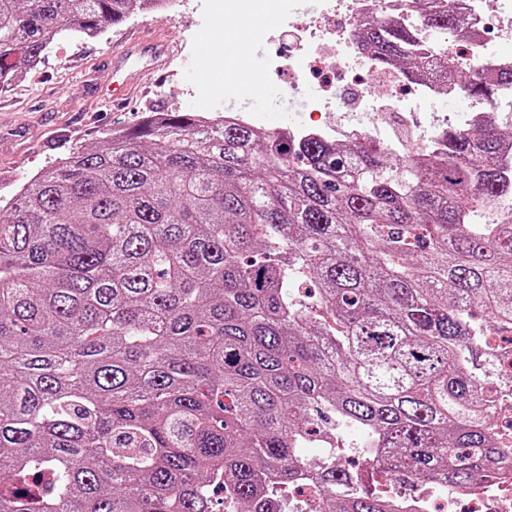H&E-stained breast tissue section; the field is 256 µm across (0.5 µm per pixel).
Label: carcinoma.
Wrapping results in <instances>:
<instances>
[{
    "label": "carcinoma",
    "mask_w": 512,
    "mask_h": 512,
    "mask_svg": "<svg viewBox=\"0 0 512 512\" xmlns=\"http://www.w3.org/2000/svg\"><path fill=\"white\" fill-rule=\"evenodd\" d=\"M156 0H0V87L61 30L101 34ZM426 26H465L441 0ZM383 63L490 90L383 21ZM494 121L418 159L190 112L145 116L0 205V512H292L314 428L364 431L401 484L495 475L512 337V168ZM321 290L300 301L296 271ZM316 512H397L312 474Z\"/></svg>",
    "instance_id": "carcinoma-1"
}]
</instances>
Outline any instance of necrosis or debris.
Returning a JSON list of instances; mask_svg holds the SVG:
<instances>
[{"label": "necrosis or debris", "instance_id": "1", "mask_svg": "<svg viewBox=\"0 0 512 512\" xmlns=\"http://www.w3.org/2000/svg\"><path fill=\"white\" fill-rule=\"evenodd\" d=\"M482 3L483 0H457L466 26L462 36L464 49L456 55L455 64L461 69L481 64L485 81L496 88L494 99L471 101L465 111L434 112L428 116L405 107V133L398 137L387 133L379 100L360 94L349 101L330 90L320 95L302 93L309 75L298 71L295 62L307 52L310 43L325 41L329 48L314 56V67L359 68L373 73L381 83L404 84V72L392 66L378 68L374 59L360 49L355 33L378 21L393 19L405 24L415 46L432 58L439 54L442 43L426 28L422 13L410 8L409 0H283L281 8L287 11L293 25L273 31L279 49L268 56L267 65L270 72L287 73L288 105L302 116L301 121L289 125V135L301 141L318 137L332 144L381 142L397 155L415 157L436 143L448 126L466 127L485 116L511 124L512 89L498 86L497 76L501 67L512 62V57L490 45ZM216 101V111L201 115L203 126H215L226 120L259 130L270 126L267 116L249 108L245 98L220 95ZM396 502L408 507L409 512H512V478L505 476L494 482L479 478L466 488L443 490L435 496L418 488L409 496H397Z\"/></svg>", "mask_w": 512, "mask_h": 512}]
</instances>
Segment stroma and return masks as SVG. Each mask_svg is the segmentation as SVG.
I'll return each mask as SVG.
<instances>
[{"mask_svg":"<svg viewBox=\"0 0 512 512\" xmlns=\"http://www.w3.org/2000/svg\"><path fill=\"white\" fill-rule=\"evenodd\" d=\"M187 2L185 14L176 20L143 13L124 24L105 27L97 38L63 41L27 77L0 92V201L12 197V184H25L73 151L99 147L107 133L132 126L147 113L201 114L214 109V99L200 95L187 72L188 65L201 61L197 34L204 30L210 34L212 48L218 49L224 45L225 26L236 28L242 70L255 64L264 71L265 94L251 99L250 107L265 113L273 128L292 122L285 100L288 77L266 69L272 44L257 46L253 23L235 15L215 17L204 0ZM145 25L171 40L173 57L154 74L148 95H133L125 110L113 111L91 95L94 88L114 80L105 54L113 42Z\"/></svg>","mask_w":512,"mask_h":512,"instance_id":"stroma-1","label":"stroma"}]
</instances>
